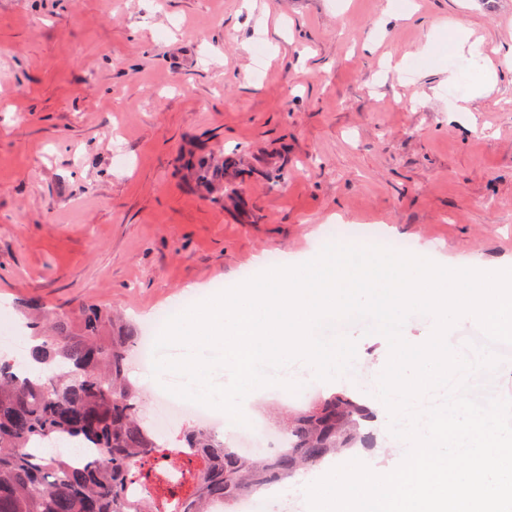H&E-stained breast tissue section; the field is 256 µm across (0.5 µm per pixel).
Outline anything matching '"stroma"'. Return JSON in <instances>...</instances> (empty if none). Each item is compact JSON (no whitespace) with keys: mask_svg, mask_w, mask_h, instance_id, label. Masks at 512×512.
Here are the masks:
<instances>
[{"mask_svg":"<svg viewBox=\"0 0 512 512\" xmlns=\"http://www.w3.org/2000/svg\"><path fill=\"white\" fill-rule=\"evenodd\" d=\"M0 0V314L39 299L111 308L139 335L190 286L216 295L255 260L315 258L336 222L379 224L444 262L512 268V0ZM471 31L496 87L468 111L465 85L418 57L429 40ZM408 60L406 79L387 61ZM239 160L224 202L175 172L184 146ZM345 324L356 341L330 381L294 364L303 398L278 389L245 410L274 453L288 418L338 392L376 412L374 444L326 460L225 506L307 512L305 476L351 460L387 473L401 440L376 397L387 340ZM474 378L475 397L512 398V345ZM145 427L160 416L151 367L129 353Z\"/></svg>","mask_w":512,"mask_h":512,"instance_id":"35a3bbf8","label":"stroma"}]
</instances>
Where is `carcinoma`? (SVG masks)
I'll return each mask as SVG.
<instances>
[{
  "label": "carcinoma",
  "instance_id": "obj_1",
  "mask_svg": "<svg viewBox=\"0 0 512 512\" xmlns=\"http://www.w3.org/2000/svg\"><path fill=\"white\" fill-rule=\"evenodd\" d=\"M176 169L187 184L224 205V169L181 151ZM28 367L0 357V512H213L299 469L340 454L360 435L371 412L334 393L283 429L288 448L250 459L224 448L204 427L182 434L192 454L181 456L164 434L139 418L141 394L126 375L134 326L96 304L41 310L27 303ZM80 442L96 456H65L61 443ZM143 483L153 498L134 499Z\"/></svg>",
  "mask_w": 512,
  "mask_h": 512
}]
</instances>
